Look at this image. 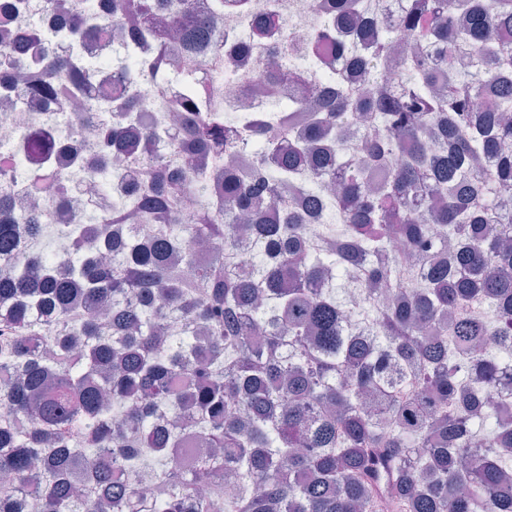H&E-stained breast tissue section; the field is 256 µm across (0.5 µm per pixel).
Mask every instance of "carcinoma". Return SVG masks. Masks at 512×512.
Instances as JSON below:
<instances>
[{
	"label": "carcinoma",
	"mask_w": 512,
	"mask_h": 512,
	"mask_svg": "<svg viewBox=\"0 0 512 512\" xmlns=\"http://www.w3.org/2000/svg\"><path fill=\"white\" fill-rule=\"evenodd\" d=\"M226 0H123L136 35L91 63L32 37L11 44L18 14L0 5V87L37 73L46 99L110 112L105 146L136 156L142 181L112 211L53 236L63 258L16 253L24 224L40 233L42 204L0 201V512H512V423L495 420L512 392V0H407L375 21L353 86L299 116L277 100L240 117L216 93L210 111L165 142L164 115L139 112L140 90L198 111L214 74H172L168 58L206 55L230 36L215 24ZM308 0L271 11L249 40L277 38L269 59L237 79L274 91L288 81L330 82L323 61L358 56L338 22L363 26L364 0H320L311 46L294 38ZM109 21L53 29L74 45ZM473 51L469 67L451 63ZM116 97L90 100L101 69ZM493 102L485 107L478 97ZM368 125L336 151L358 119ZM178 152L172 174L162 150ZM222 152L242 164L192 182ZM49 156L21 131L0 158V179H26V160ZM305 171L335 184L324 198L304 183L313 212L286 201ZM36 194L69 196L46 174ZM201 202L196 224H174L178 202ZM253 253L239 251L241 216ZM336 225L334 242L306 243L305 225ZM397 238L445 262L409 282ZM193 243L210 246L198 262ZM482 300L489 314L469 306ZM460 309L445 325L448 307ZM495 336L507 352L483 357ZM151 494L133 490L139 476Z\"/></svg>",
	"instance_id": "obj_1"
}]
</instances>
